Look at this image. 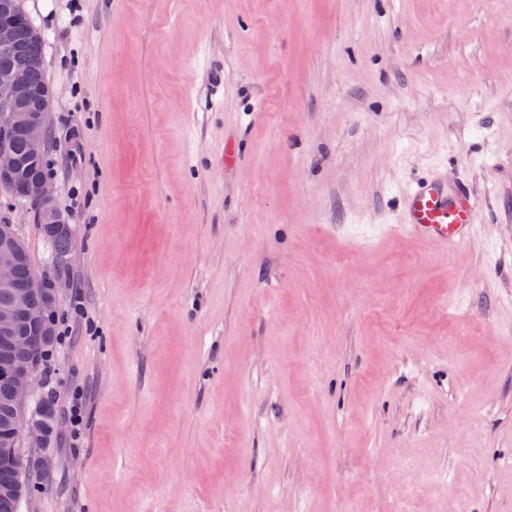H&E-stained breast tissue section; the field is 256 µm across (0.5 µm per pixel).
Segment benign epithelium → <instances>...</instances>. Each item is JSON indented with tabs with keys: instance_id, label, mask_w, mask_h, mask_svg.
I'll list each match as a JSON object with an SVG mask.
<instances>
[{
	"instance_id": "obj_1",
	"label": "benign epithelium",
	"mask_w": 512,
	"mask_h": 512,
	"mask_svg": "<svg viewBox=\"0 0 512 512\" xmlns=\"http://www.w3.org/2000/svg\"><path fill=\"white\" fill-rule=\"evenodd\" d=\"M16 41V28L11 23L0 22V50H10ZM38 98L42 111L32 112L29 103ZM52 90L45 86L32 87L26 77V66L0 72V185L8 186L20 168V159L4 145V139L13 129L23 128L30 149V155L38 156L49 147L44 110L50 109ZM31 195L41 204L42 221L52 224L60 232L68 231L67 221L55 207L56 190L54 183L47 178L31 182ZM20 239L13 225L0 222V288L9 290V303L0 307V340L15 342L19 322L38 327L44 335L50 334V326L44 318L49 311L56 310L58 304L57 286L45 291L42 303H30V293L41 287L37 279L19 284L15 281V266L22 257ZM7 374L13 383V412L19 429V436L31 448H43L47 444V428L39 420L26 419L29 399L40 387L35 364L32 362L12 363Z\"/></svg>"
}]
</instances>
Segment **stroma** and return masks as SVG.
Wrapping results in <instances>:
<instances>
[{
    "instance_id": "obj_1",
    "label": "stroma",
    "mask_w": 512,
    "mask_h": 512,
    "mask_svg": "<svg viewBox=\"0 0 512 512\" xmlns=\"http://www.w3.org/2000/svg\"><path fill=\"white\" fill-rule=\"evenodd\" d=\"M22 6L76 261L0 221L97 329L19 512H512V0ZM434 168L479 203L446 254L385 230ZM67 421L71 427L70 438L74 441L78 440L83 422L82 393L78 389L72 391L67 409Z\"/></svg>"
}]
</instances>
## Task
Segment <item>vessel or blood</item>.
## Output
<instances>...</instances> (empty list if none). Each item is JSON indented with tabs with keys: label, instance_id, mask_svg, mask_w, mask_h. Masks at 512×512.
<instances>
[{
	"label": "vessel or blood",
	"instance_id": "1",
	"mask_svg": "<svg viewBox=\"0 0 512 512\" xmlns=\"http://www.w3.org/2000/svg\"><path fill=\"white\" fill-rule=\"evenodd\" d=\"M477 201L465 183L435 171L415 181L402 201L397 232L420 243L454 249L472 241Z\"/></svg>",
	"mask_w": 512,
	"mask_h": 512
}]
</instances>
